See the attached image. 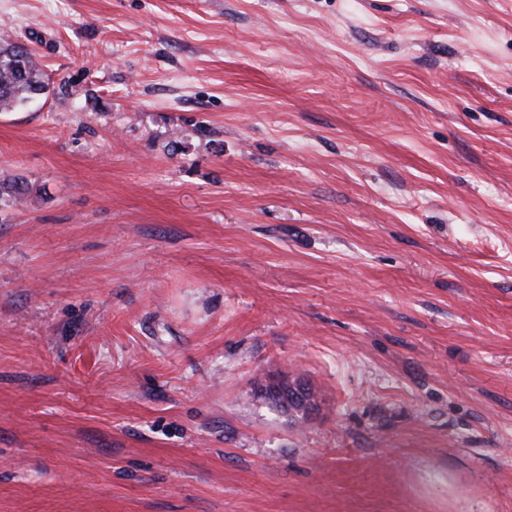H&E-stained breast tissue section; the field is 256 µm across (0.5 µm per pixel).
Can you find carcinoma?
<instances>
[{
  "instance_id": "1",
  "label": "carcinoma",
  "mask_w": 512,
  "mask_h": 512,
  "mask_svg": "<svg viewBox=\"0 0 512 512\" xmlns=\"http://www.w3.org/2000/svg\"><path fill=\"white\" fill-rule=\"evenodd\" d=\"M49 82L40 63L23 45L0 39V112H11L47 94Z\"/></svg>"
}]
</instances>
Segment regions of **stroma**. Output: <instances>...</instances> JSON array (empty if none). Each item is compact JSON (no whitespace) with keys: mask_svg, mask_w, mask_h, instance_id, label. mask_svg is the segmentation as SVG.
Wrapping results in <instances>:
<instances>
[{"mask_svg":"<svg viewBox=\"0 0 512 512\" xmlns=\"http://www.w3.org/2000/svg\"><path fill=\"white\" fill-rule=\"evenodd\" d=\"M6 35L49 91L0 112V512H512V0Z\"/></svg>","mask_w":512,"mask_h":512,"instance_id":"obj_1","label":"stroma"}]
</instances>
